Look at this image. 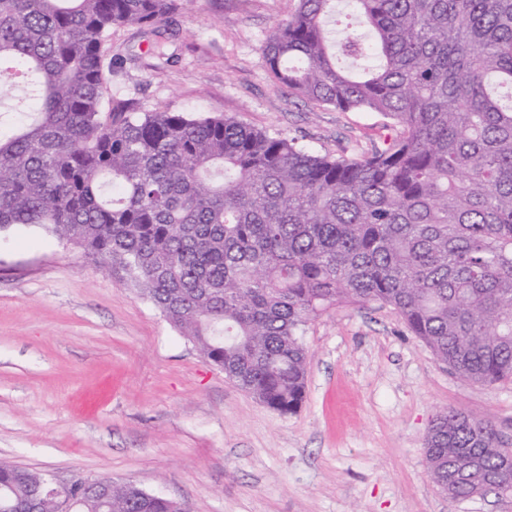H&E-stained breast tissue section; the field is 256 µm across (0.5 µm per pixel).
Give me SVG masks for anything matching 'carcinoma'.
Masks as SVG:
<instances>
[{"mask_svg":"<svg viewBox=\"0 0 512 512\" xmlns=\"http://www.w3.org/2000/svg\"><path fill=\"white\" fill-rule=\"evenodd\" d=\"M197 0H0V78L27 112L0 136V230L43 228L135 287L225 376L281 414L306 390L305 326L393 307L462 378L512 381V0H298L264 49L317 107L391 123L319 154L232 117L107 97L112 29L154 34ZM492 422L426 436L453 498L512 496ZM77 512H178L133 482L79 479ZM48 478L0 466V512H56Z\"/></svg>","mask_w":512,"mask_h":512,"instance_id":"obj_1","label":"carcinoma"}]
</instances>
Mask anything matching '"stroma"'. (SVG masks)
I'll list each match as a JSON object with an SVG mask.
<instances>
[{
    "instance_id": "stroma-1",
    "label": "stroma",
    "mask_w": 512,
    "mask_h": 512,
    "mask_svg": "<svg viewBox=\"0 0 512 512\" xmlns=\"http://www.w3.org/2000/svg\"><path fill=\"white\" fill-rule=\"evenodd\" d=\"M294 7L196 0L155 37L115 29L108 91L321 152L378 141L382 115L316 107L268 74L265 43ZM303 342L306 398L284 415L78 248L12 227L0 232V464L61 485L131 481L185 512H512L492 494L449 497L425 465L427 431L447 409L488 418L512 448V382L461 379L378 304L324 311Z\"/></svg>"
}]
</instances>
